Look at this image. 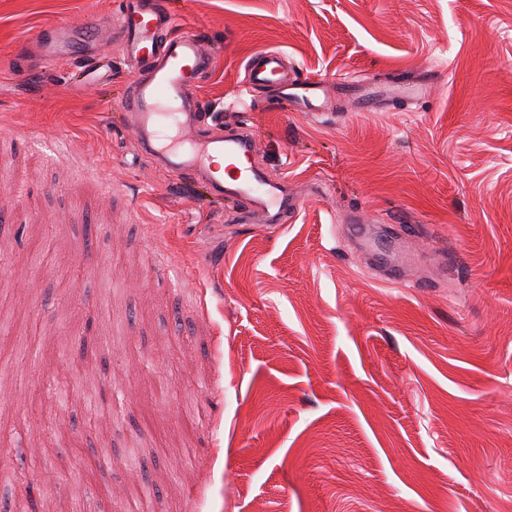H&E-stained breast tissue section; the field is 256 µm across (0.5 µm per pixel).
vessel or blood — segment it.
<instances>
[{"label":"vessel or blood","mask_w":512,"mask_h":512,"mask_svg":"<svg viewBox=\"0 0 512 512\" xmlns=\"http://www.w3.org/2000/svg\"><path fill=\"white\" fill-rule=\"evenodd\" d=\"M176 26V16L160 0H119L109 21L125 61L147 71L124 100L134 116L132 130L141 154L156 157L167 171L202 178L211 197L233 198L244 220L257 214L270 222L285 219L297 204L256 168L248 128H241L233 138L220 132L200 135L206 112L198 90L212 71L213 56L200 34H179ZM95 30L92 22L79 27L58 21L42 26L36 38L41 60L83 58L78 77L86 79L109 60L106 51L87 50ZM245 82L252 91L278 88L286 104L306 105L315 118L324 116L334 93L325 81L291 72L275 52L251 56Z\"/></svg>","instance_id":"vessel-or-blood-1"}]
</instances>
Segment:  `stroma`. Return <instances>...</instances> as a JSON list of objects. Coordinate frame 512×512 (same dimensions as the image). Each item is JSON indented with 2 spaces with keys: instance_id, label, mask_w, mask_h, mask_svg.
<instances>
[{
  "instance_id": "stroma-1",
  "label": "stroma",
  "mask_w": 512,
  "mask_h": 512,
  "mask_svg": "<svg viewBox=\"0 0 512 512\" xmlns=\"http://www.w3.org/2000/svg\"><path fill=\"white\" fill-rule=\"evenodd\" d=\"M168 2L214 52L211 129L247 126L300 206L244 224L142 156L108 27L109 82L34 59L43 25L113 0H0V311L37 348L0 366V450L36 459L49 512H125L143 481L158 512H512V0ZM263 50L330 83L436 80L313 119L247 94ZM389 217L404 277L382 282ZM48 375L71 399L38 426ZM431 77L422 80L402 79L395 81L401 95L398 96L400 102H417L424 97L425 90L431 81Z\"/></svg>"
}]
</instances>
